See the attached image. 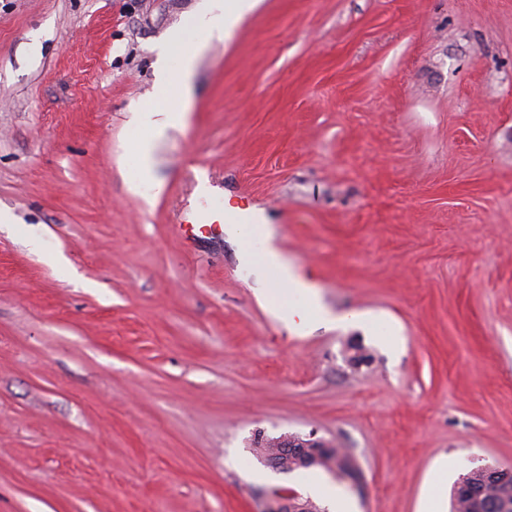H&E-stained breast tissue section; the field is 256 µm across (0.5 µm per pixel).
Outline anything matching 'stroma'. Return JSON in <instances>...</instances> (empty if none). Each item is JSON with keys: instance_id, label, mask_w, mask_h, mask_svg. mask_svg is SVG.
Masks as SVG:
<instances>
[{"instance_id": "stroma-1", "label": "stroma", "mask_w": 512, "mask_h": 512, "mask_svg": "<svg viewBox=\"0 0 512 512\" xmlns=\"http://www.w3.org/2000/svg\"><path fill=\"white\" fill-rule=\"evenodd\" d=\"M199 3L0 0V512H261L322 472L259 432L351 453L353 512L512 469V0H262L156 138ZM228 204L365 322L270 313L273 272L180 229ZM177 55L179 68L171 72L165 67H160L157 73V84L163 93L166 102L168 116L183 117L190 104L191 82L196 66V52L193 44L189 43V37L183 30L170 34L160 56ZM310 434L308 438L299 435L289 437V441L293 444H300L303 447H314L311 453H296L289 447L288 436H285L284 441L275 446L270 443L273 439L282 438H269L261 443L260 448H254L257 456L263 458L267 464L272 461L276 463H288V472L292 473L298 470H308L311 468H320L336 478L340 483L349 482L357 483L360 475V468L356 460L346 453L343 449L337 446L330 445L325 447V442L321 439H314ZM291 448V449H289Z\"/></svg>"}]
</instances>
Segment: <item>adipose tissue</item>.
Listing matches in <instances>:
<instances>
[{"instance_id":"adipose-tissue-1","label":"adipose tissue","mask_w":512,"mask_h":512,"mask_svg":"<svg viewBox=\"0 0 512 512\" xmlns=\"http://www.w3.org/2000/svg\"><path fill=\"white\" fill-rule=\"evenodd\" d=\"M259 3L260 0H203L192 16V27L204 33L206 43L224 42L233 36L244 16ZM163 53L178 56L179 68L174 72L159 68L157 84L165 97L167 112L170 116L181 117L186 114L190 104L196 52L187 32L179 30L170 34ZM225 228L240 241L254 235L260 236L264 242L261 255H254L249 248L243 247L239 254L241 262L246 265L257 263L264 269L274 271L283 288L303 294L302 305L280 310L282 319L290 323L296 321L303 326L316 324L333 328L340 324V317L328 311L311 287L297 277L276 245L277 230L273 225L245 223L238 210L230 209L225 214Z\"/></svg>"}]
</instances>
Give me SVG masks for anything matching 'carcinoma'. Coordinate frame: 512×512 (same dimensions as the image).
Here are the masks:
<instances>
[{"mask_svg":"<svg viewBox=\"0 0 512 512\" xmlns=\"http://www.w3.org/2000/svg\"><path fill=\"white\" fill-rule=\"evenodd\" d=\"M257 456L266 463H288V472L320 468L336 478L340 483L358 481L360 468L356 460L336 446L315 448L311 453H297L283 441L275 446L265 440L255 449ZM502 487L498 486L493 475L481 469H474L463 475L455 485L452 494V512H498L497 502Z\"/></svg>","mask_w":512,"mask_h":512,"instance_id":"1","label":"carcinoma"}]
</instances>
